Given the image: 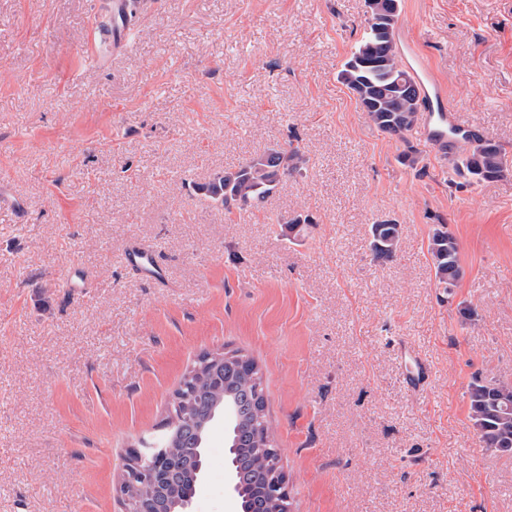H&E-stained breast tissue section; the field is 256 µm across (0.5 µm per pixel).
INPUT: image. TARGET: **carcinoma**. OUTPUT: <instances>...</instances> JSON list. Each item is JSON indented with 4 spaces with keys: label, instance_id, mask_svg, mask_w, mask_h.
I'll list each match as a JSON object with an SVG mask.
<instances>
[{
    "label": "carcinoma",
    "instance_id": "cac0c4a2",
    "mask_svg": "<svg viewBox=\"0 0 512 512\" xmlns=\"http://www.w3.org/2000/svg\"><path fill=\"white\" fill-rule=\"evenodd\" d=\"M371 17L355 51L344 63L339 79L356 97L363 111L383 133L399 138L412 130L418 120L422 87L401 63L395 39L398 0H369ZM468 152L448 158L450 166L471 183L494 179L505 170L499 147L477 136ZM294 152L271 149L245 161L233 172L216 175L202 187L206 195L229 211L261 204L280 185L288 173L296 170ZM371 250L377 259L395 256L400 245V228L393 223L372 225ZM429 250L435 276L453 286L460 276L456 239L441 228L435 230ZM241 390L262 387L259 371L239 367H212L204 377L183 375L181 402L194 412L191 420L181 416L171 403L166 417L168 428L143 437L138 443V461L142 469H153V455L159 451L174 458L177 477L169 480L175 496L169 500L172 512H183L182 505L194 496L196 471L204 469L209 433L224 411V457L242 487L241 512L252 510V499L266 488L268 479L283 473L280 449L261 403L257 417L239 422L228 412L224 381ZM470 418L486 447L497 452L512 446V383L474 378L468 387ZM163 489L160 479L145 474L130 488V495L146 497Z\"/></svg>",
    "mask_w": 512,
    "mask_h": 512
}]
</instances>
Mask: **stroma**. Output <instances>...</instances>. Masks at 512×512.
<instances>
[{
  "instance_id": "1",
  "label": "stroma",
  "mask_w": 512,
  "mask_h": 512,
  "mask_svg": "<svg viewBox=\"0 0 512 512\" xmlns=\"http://www.w3.org/2000/svg\"><path fill=\"white\" fill-rule=\"evenodd\" d=\"M109 2L0 0V512H123L126 448L201 353L235 350L262 375L293 512H512V454L484 447L467 395L512 383V0H399L397 38L502 150L478 184L339 82L366 0H140L94 61ZM291 146L300 169L262 208L203 193ZM384 221L400 247L377 260ZM134 246L161 279L124 264ZM408 348L431 370L417 388ZM226 485L219 422L192 512H238ZM371 250L376 259L393 258L400 245L399 224L382 223L372 225ZM443 229L444 226L435 230L430 239L429 250L436 278L450 288L460 276L459 249L454 236Z\"/></svg>"
}]
</instances>
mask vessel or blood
I'll return each mask as SVG.
<instances>
[{
    "mask_svg": "<svg viewBox=\"0 0 512 512\" xmlns=\"http://www.w3.org/2000/svg\"><path fill=\"white\" fill-rule=\"evenodd\" d=\"M128 0H112V46L120 48L131 37L133 30L127 24ZM411 57L419 72L418 79L428 100V110L423 118V137L433 147L440 148L447 144L448 133L460 130L457 116L447 103L442 83L432 67L419 50H412ZM124 260L138 268L147 278H156L159 266L155 254L149 248H131Z\"/></svg>",
    "mask_w": 512,
    "mask_h": 512,
    "instance_id": "vessel-or-blood-1",
    "label": "vessel or blood"
}]
</instances>
